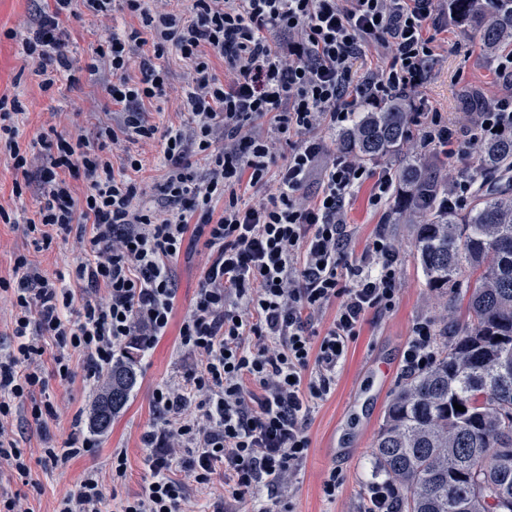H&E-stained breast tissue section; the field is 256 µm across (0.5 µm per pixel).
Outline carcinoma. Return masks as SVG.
<instances>
[{
    "label": "carcinoma",
    "instance_id": "1",
    "mask_svg": "<svg viewBox=\"0 0 512 512\" xmlns=\"http://www.w3.org/2000/svg\"><path fill=\"white\" fill-rule=\"evenodd\" d=\"M485 52L512 45V0L488 13L453 0ZM407 97L361 110L339 133L357 160L398 157L412 142ZM472 202L448 210V180L414 160L399 170L395 214L417 225L414 249L446 307L467 320L429 369L406 376L372 451L377 472L401 491L398 512H512V132L485 140ZM90 428L106 433L137 380L132 356L99 371ZM458 403L465 411L456 410Z\"/></svg>",
    "mask_w": 512,
    "mask_h": 512
}]
</instances>
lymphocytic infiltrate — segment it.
Listing matches in <instances>:
<instances>
[{"mask_svg":"<svg viewBox=\"0 0 512 512\" xmlns=\"http://www.w3.org/2000/svg\"><path fill=\"white\" fill-rule=\"evenodd\" d=\"M133 24L96 49L112 72L108 96L117 112L96 140L77 131H41L21 141L26 107L0 95V146L20 172L13 197L27 187L33 147H40V201L32 216L0 206V223L22 230L40 249L54 235L77 233L81 260L72 280L42 271L17 255L0 291L13 312L14 344L0 353V461L24 484L30 462L5 422L29 406L35 422L52 415L41 364L59 348L54 371L70 379L71 352L97 378L118 351L148 352L165 335L176 308L171 271L187 238L207 251L202 279L178 331V348L199 356L183 380L157 387L161 418L144 429L148 475L120 512H187L190 486L211 487L224 474V492L197 512H293L290 479L310 447L305 422L331 392L337 367L367 312L390 311L398 299L400 267L393 243L377 233L361 254L350 248L346 203L372 181L370 203L390 199L389 169H367L328 147L318 129L341 131L360 106L415 90L435 58L434 0H122ZM112 0H51L36 13L22 50L49 93L71 79L66 22L87 13L111 17ZM390 56L386 68L355 79L353 66L371 46ZM177 54L186 82L172 86L164 62ZM224 73L216 75L215 60ZM175 95L192 125L161 129L145 117L147 103ZM267 120L288 152L257 123ZM421 142L449 158L512 130V98L471 113L466 126L442 112L413 113ZM160 144L164 204H146L137 175L141 154L115 146ZM208 174L198 179L197 162ZM82 180L84 194L72 182ZM314 197L304 190L310 181ZM260 191L250 199L247 189ZM104 289L103 298L76 301L74 284ZM336 315L317 331L328 305ZM435 332L417 321L403 352L414 373L436 361ZM55 512H109L96 473H87L58 500Z\"/></svg>","mask_w":512,"mask_h":512,"instance_id":"f902f5d3","label":"lymphocytic infiltrate"}]
</instances>
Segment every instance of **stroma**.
<instances>
[{"label": "stroma", "instance_id": "stroma-1", "mask_svg": "<svg viewBox=\"0 0 512 512\" xmlns=\"http://www.w3.org/2000/svg\"><path fill=\"white\" fill-rule=\"evenodd\" d=\"M38 7L37 0H0V91L18 96L28 107L20 126L23 142H30L39 129L49 125L61 131L77 127L85 136L95 137L99 125L112 120V104L106 91L112 73L104 64L95 72L89 71L87 65L95 56L108 22L84 14L67 23L66 44L77 81L61 83L53 93L45 94L31 75L21 46L27 35L26 22ZM9 30L14 31V38H6ZM435 45L436 60L417 94L411 97V106L432 108L443 112L450 121L459 122L464 118L460 100L464 87H479L490 99L504 96L494 59L481 51L477 35L463 23L446 18ZM371 192V183L362 184L347 206L351 247L354 252H362L378 230L387 229L398 250L401 290L392 310L366 313L359 335L350 342L346 359L336 372L330 397L315 404L309 415L308 455L293 477L296 512H363L367 488L377 479L372 456L374 441L386 406L405 378L402 354L414 324L430 319L436 336L451 337L466 318L464 305L447 311L443 300L428 287L413 248L415 225L391 223L395 201L374 208L369 202ZM201 250L198 243L184 246L174 263L178 314H185L194 302L202 274ZM20 253L50 273L76 265L77 254L71 240L57 237L49 248L39 250L11 225L0 223V277L11 275L14 257ZM177 343L178 328L173 325L139 359L136 385L107 434L92 435L93 445L88 452L51 472L40 463L44 437H51L56 445L67 440L76 421L88 420L97 387L85 382L80 357L72 359L75 375L69 380L56 375L52 364H45L46 392L56 409L54 419L49 421L47 430H40L24 407L10 421L19 447L30 456L34 483L22 484L7 465L1 464L0 494L20 493L30 512H53L57 500L72 490L85 472L93 470L104 489L113 490L109 507L111 512H117L123 499L140 491L147 475L140 434L158 418L152 403L154 389L180 381L185 370L195 363L194 358L179 353ZM116 448L127 453L126 477L118 484L112 481L111 469L112 451ZM333 468L341 470L344 484L335 500L330 501L322 492V484Z\"/></svg>", "mask_w": 512, "mask_h": 512}]
</instances>
